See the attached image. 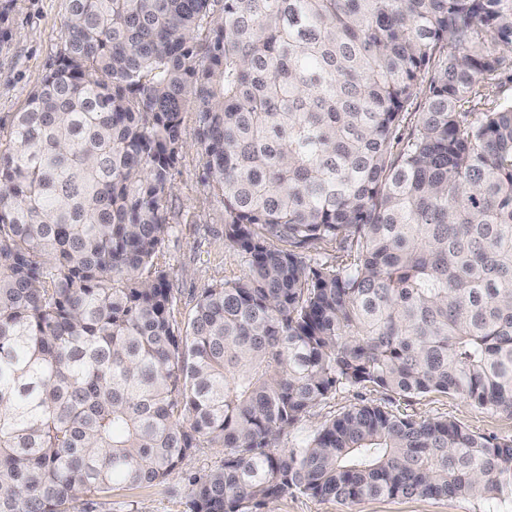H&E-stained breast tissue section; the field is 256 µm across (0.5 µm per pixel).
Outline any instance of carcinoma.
<instances>
[{"mask_svg": "<svg viewBox=\"0 0 512 512\" xmlns=\"http://www.w3.org/2000/svg\"><path fill=\"white\" fill-rule=\"evenodd\" d=\"M216 5L67 0L55 67L0 125V512H87L203 444L224 464L190 512L512 504V441L448 419L360 403L280 447L340 388L512 417V0ZM187 112L246 269L179 321ZM273 512H486L484 502L448 496H379L364 498L353 506L335 499L315 498L299 491L274 504Z\"/></svg>", "mask_w": 512, "mask_h": 512, "instance_id": "carcinoma-1", "label": "carcinoma"}]
</instances>
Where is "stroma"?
<instances>
[{
	"label": "stroma",
	"instance_id": "1",
	"mask_svg": "<svg viewBox=\"0 0 512 512\" xmlns=\"http://www.w3.org/2000/svg\"><path fill=\"white\" fill-rule=\"evenodd\" d=\"M64 0H0V123L22 111L31 91L55 65L63 44ZM185 155L172 176L167 206L171 232L165 255L181 314H188L204 288L243 274L242 255L224 243V206L205 183L195 147V120L186 113L182 126ZM370 402L413 418H446L470 431L500 441L512 440V418L470 404L454 394L431 392L404 397L378 387L340 390L317 406L297 431L284 438L291 447L320 422L349 406ZM224 451L196 448L159 485L126 486L99 499L89 512H190L189 480L222 466ZM486 503L448 496L368 497L347 506L295 491L281 497L274 512H487Z\"/></svg>",
	"mask_w": 512,
	"mask_h": 512
}]
</instances>
